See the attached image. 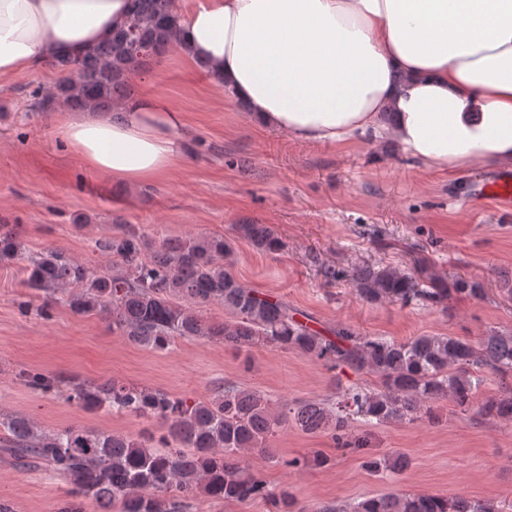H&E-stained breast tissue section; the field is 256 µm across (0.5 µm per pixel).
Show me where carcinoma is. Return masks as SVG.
<instances>
[{
    "mask_svg": "<svg viewBox=\"0 0 512 512\" xmlns=\"http://www.w3.org/2000/svg\"><path fill=\"white\" fill-rule=\"evenodd\" d=\"M123 25L83 54L60 57L51 65L65 74L40 107L62 99L76 108L113 107L130 97L135 75L172 48L177 26L175 0H131ZM235 235L261 252L283 243L267 224L234 225ZM94 247L115 259L95 272L65 250L27 253L19 225L0 220V261L25 262L24 287L39 301L21 305L25 315L48 320L56 295L65 293L77 314L108 320L128 341L163 353L179 338H205L240 353L266 344L295 349L329 371L370 374L379 384L352 383L331 403L308 401L275 412L269 397L255 389L220 385L205 399L175 397L166 391L118 379L71 383L65 397L86 410L103 407L160 423L161 432L132 438L81 426L46 431L22 414L3 415L0 445L21 465L51 467L71 485L69 498L55 512H86L93 503L104 512H180L183 502L202 493L211 500H263L271 512H294L288 489L275 490L250 468L244 452L268 447L282 425L326 431L343 451L368 443L351 434L353 424L439 422L432 404L448 400L462 413L488 421L512 422V387L481 401L476 396L487 376L512 374V333L492 330L476 341L425 334L407 342L362 336L347 325L325 335L297 318L288 302L243 285L231 271L232 247L222 235L149 237L135 224L101 238ZM357 291L368 302L394 301L425 306L447 303L451 292L475 298L485 289L457 279L450 288L424 283L398 267H360ZM220 304L231 319L211 323L202 308ZM20 380L49 394L60 381L23 369ZM409 458H370L367 469L397 478ZM313 512H502L498 505L463 496L386 493L348 503H328Z\"/></svg>",
    "mask_w": 512,
    "mask_h": 512,
    "instance_id": "cac0c4a2",
    "label": "carcinoma"
}]
</instances>
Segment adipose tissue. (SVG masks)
<instances>
[{"instance_id":"1","label":"adipose tissue","mask_w":512,"mask_h":512,"mask_svg":"<svg viewBox=\"0 0 512 512\" xmlns=\"http://www.w3.org/2000/svg\"><path fill=\"white\" fill-rule=\"evenodd\" d=\"M179 2L178 51L263 126L337 145L386 134L432 170L512 166V0ZM129 9L0 0V77L82 54ZM184 127L159 94L56 116L59 138L119 185L163 180L186 151Z\"/></svg>"}]
</instances>
